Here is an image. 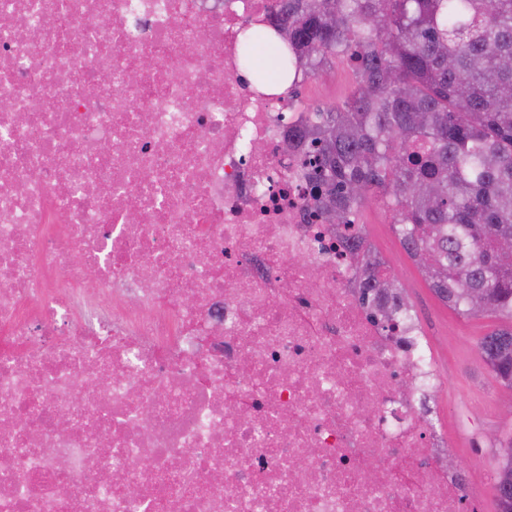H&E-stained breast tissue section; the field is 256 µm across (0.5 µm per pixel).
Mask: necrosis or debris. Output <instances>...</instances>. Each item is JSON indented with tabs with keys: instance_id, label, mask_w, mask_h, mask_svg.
Here are the masks:
<instances>
[{
	"instance_id": "1",
	"label": "necrosis or debris",
	"mask_w": 512,
	"mask_h": 512,
	"mask_svg": "<svg viewBox=\"0 0 512 512\" xmlns=\"http://www.w3.org/2000/svg\"><path fill=\"white\" fill-rule=\"evenodd\" d=\"M277 4L0 0V512H482L243 78Z\"/></svg>"
}]
</instances>
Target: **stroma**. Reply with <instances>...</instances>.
I'll list each match as a JSON object with an SVG mask.
<instances>
[{"label":"stroma","mask_w":512,"mask_h":512,"mask_svg":"<svg viewBox=\"0 0 512 512\" xmlns=\"http://www.w3.org/2000/svg\"><path fill=\"white\" fill-rule=\"evenodd\" d=\"M356 76L346 63L333 62L298 84L294 93L302 111L315 112L347 101ZM375 250L400 280L402 292L418 316L435 357L442 384L429 402L435 427L453 440L454 461L464 472L484 479L485 500L496 504V466L501 443L512 436V388L490 373L478 344L502 324L500 317L484 314L465 317L442 303L430 290L425 276L403 249L393 228L392 212L372 199L358 214Z\"/></svg>","instance_id":"stroma-1"}]
</instances>
